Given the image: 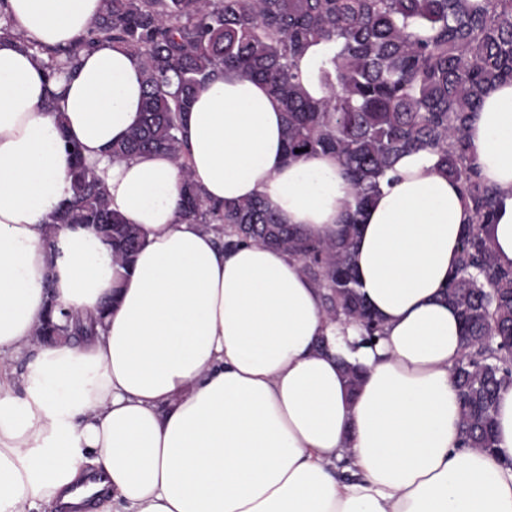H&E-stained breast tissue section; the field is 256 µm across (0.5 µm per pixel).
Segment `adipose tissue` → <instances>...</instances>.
<instances>
[{
	"instance_id": "obj_1",
	"label": "adipose tissue",
	"mask_w": 512,
	"mask_h": 512,
	"mask_svg": "<svg viewBox=\"0 0 512 512\" xmlns=\"http://www.w3.org/2000/svg\"><path fill=\"white\" fill-rule=\"evenodd\" d=\"M102 0H7L0 37V512H512V385L496 446L464 447L450 369L463 346L444 295L473 213L436 153L401 156L361 215L360 292L384 334L330 321L287 253L179 220L178 169L151 153L113 160L139 119L140 60L82 50L57 101L28 49L87 34ZM283 112L263 82L216 76L182 137L213 203L263 196L308 235L341 228L354 190L335 156L286 159ZM71 139L144 245L130 267L90 230L45 220L71 194ZM503 196L490 234L512 265V82L467 129ZM108 315L95 335L38 344L49 302ZM25 359L16 394L10 361ZM362 370L350 393L344 364Z\"/></svg>"
}]
</instances>
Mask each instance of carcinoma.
<instances>
[{
    "label": "carcinoma",
    "mask_w": 512,
    "mask_h": 512,
    "mask_svg": "<svg viewBox=\"0 0 512 512\" xmlns=\"http://www.w3.org/2000/svg\"><path fill=\"white\" fill-rule=\"evenodd\" d=\"M92 35L139 54L143 65L140 117L112 144V158L171 157L181 220L224 231L226 248L255 243L298 259L323 291L327 315L356 323L368 341L383 325L358 291L352 245L359 216L399 156L439 155L475 219L446 290L463 325L453 367L463 444L494 448L497 391L512 383V267L495 259L488 226L501 195L482 180L466 130L487 90L512 82V0H102ZM321 41L335 51L317 74L327 95L313 99L298 60ZM36 52L46 56L50 80L76 62L73 49ZM224 71L265 83L280 100L287 158L336 156L355 189L338 234L309 237L281 223L259 196L215 205L194 183L180 134L197 90ZM64 146L73 148L71 195L47 226L90 228L115 263L130 265L142 246L138 228L112 209L80 147L67 139ZM103 319L74 316L66 333L91 336ZM489 328L497 336L491 348L482 344Z\"/></svg>",
    "instance_id": "cac0c4a2"
}]
</instances>
